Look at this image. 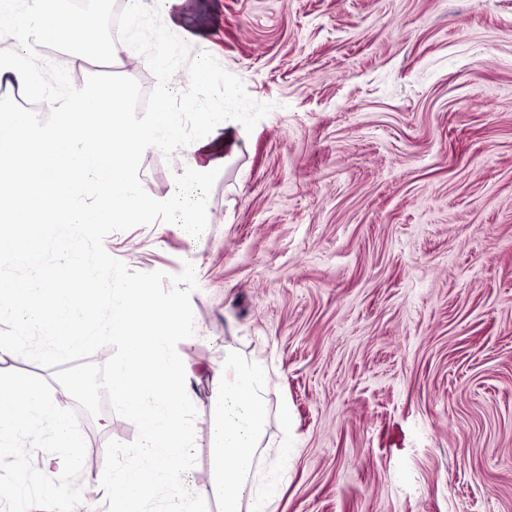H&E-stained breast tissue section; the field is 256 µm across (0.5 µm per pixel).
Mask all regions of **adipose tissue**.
<instances>
[{"instance_id":"ef3b65f1","label":"adipose tissue","mask_w":512,"mask_h":512,"mask_svg":"<svg viewBox=\"0 0 512 512\" xmlns=\"http://www.w3.org/2000/svg\"><path fill=\"white\" fill-rule=\"evenodd\" d=\"M183 0H127L126 11L137 19L154 13L167 25L182 30L188 40L199 38V28L187 25ZM54 27V37L85 29L84 16L51 6L48 0H0V31H42ZM40 55L37 41L24 43L20 52L0 58V82L29 87ZM169 88L159 92L152 118L128 124L122 86L109 98L90 93L46 94L48 112L56 120L34 131L22 111L0 112V214L15 217L28 210L32 198L42 200L31 212L28 243L16 242L14 233L0 231V260L35 258L46 225L83 224L94 211L115 224L153 218L161 202L134 176L138 154L165 148L181 136L179 113L167 105ZM202 135L191 149L188 164L176 179L177 190L195 186L218 166L223 157L224 132L231 126L218 113H197ZM219 404L211 420L210 488L224 492V512H243L251 497L249 486L254 457L262 439L265 370L225 352L224 365L215 373ZM50 433L57 447L81 445L72 423L59 411L55 399L35 385L0 374V456L13 453L20 437L39 439Z\"/></svg>"}]
</instances>
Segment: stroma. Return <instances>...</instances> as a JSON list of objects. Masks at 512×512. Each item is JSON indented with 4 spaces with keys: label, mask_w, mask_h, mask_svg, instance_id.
<instances>
[{
    "label": "stroma",
    "mask_w": 512,
    "mask_h": 512,
    "mask_svg": "<svg viewBox=\"0 0 512 512\" xmlns=\"http://www.w3.org/2000/svg\"><path fill=\"white\" fill-rule=\"evenodd\" d=\"M187 17L206 31L189 58L272 109L225 141L200 237L156 222L104 240L135 272L195 267V335L177 346L198 410L186 487L209 472L230 348L267 369L266 512H512V0H187ZM77 62V87L157 83L130 47ZM189 154L143 152L134 174L165 199ZM0 371L58 394L54 368L15 354ZM60 406L81 447L23 443L0 484L44 471L105 512L106 445L137 428L107 403Z\"/></svg>",
    "instance_id": "obj_1"
}]
</instances>
